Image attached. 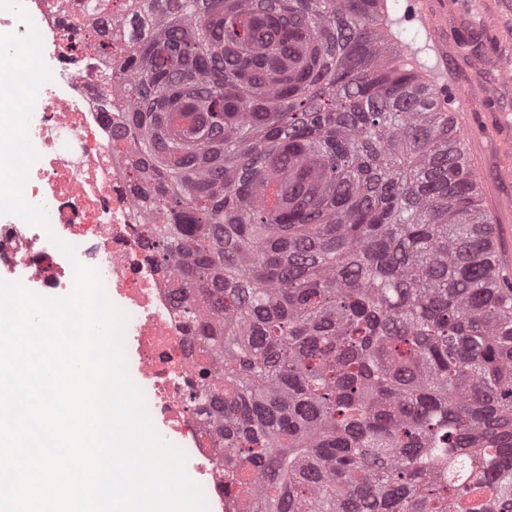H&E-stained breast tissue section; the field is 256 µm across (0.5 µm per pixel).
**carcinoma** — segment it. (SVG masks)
Here are the masks:
<instances>
[{
  "label": "carcinoma",
  "mask_w": 512,
  "mask_h": 512,
  "mask_svg": "<svg viewBox=\"0 0 512 512\" xmlns=\"http://www.w3.org/2000/svg\"><path fill=\"white\" fill-rule=\"evenodd\" d=\"M401 0H129L108 78L236 512H512V279Z\"/></svg>",
  "instance_id": "cac0c4a2"
}]
</instances>
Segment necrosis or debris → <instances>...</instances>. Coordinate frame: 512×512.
<instances>
[{"instance_id":"necrosis-or-debris-1","label":"necrosis or debris","mask_w":512,"mask_h":512,"mask_svg":"<svg viewBox=\"0 0 512 512\" xmlns=\"http://www.w3.org/2000/svg\"><path fill=\"white\" fill-rule=\"evenodd\" d=\"M22 6L53 73L29 123L39 158L25 186L27 201L44 207L49 225L0 216V279L45 297L68 295L73 263L51 239L74 245L76 261L99 271L108 298L128 316L126 361L153 423L185 452L209 512H234L224 494V450L202 403L191 398L198 385L197 323L178 306L173 275L148 258L139 192L125 159L112 150L124 102L104 86L112 57L97 44L125 46L128 36L116 24L125 0H112L107 14L98 0H22ZM77 30L83 40L75 45Z\"/></svg>"}]
</instances>
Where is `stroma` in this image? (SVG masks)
Wrapping results in <instances>:
<instances>
[{"mask_svg":"<svg viewBox=\"0 0 512 512\" xmlns=\"http://www.w3.org/2000/svg\"><path fill=\"white\" fill-rule=\"evenodd\" d=\"M448 24V80L470 92L479 107L470 116L479 131L480 151L473 164L479 183L512 196V183L497 181V172L512 161V143L502 135V115L512 113V81L489 58L497 48L498 7L495 0H446ZM496 100H489V90Z\"/></svg>","mask_w":512,"mask_h":512,"instance_id":"obj_1","label":"stroma"}]
</instances>
